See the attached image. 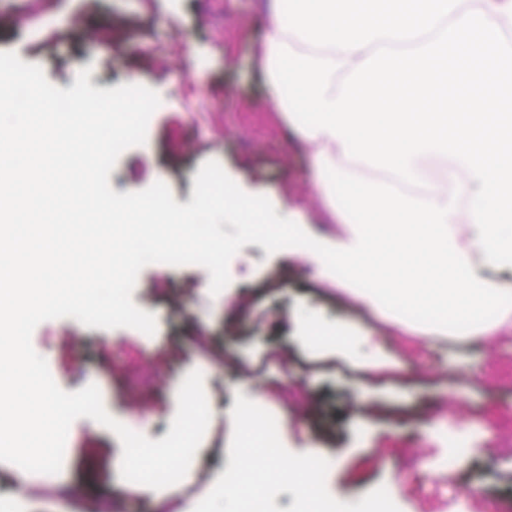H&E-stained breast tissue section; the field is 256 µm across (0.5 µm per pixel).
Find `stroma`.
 Listing matches in <instances>:
<instances>
[{"instance_id":"stroma-1","label":"stroma","mask_w":512,"mask_h":512,"mask_svg":"<svg viewBox=\"0 0 512 512\" xmlns=\"http://www.w3.org/2000/svg\"><path fill=\"white\" fill-rule=\"evenodd\" d=\"M264 0H44L37 28L17 27L25 0H0V51L39 65L67 90L83 68L93 88L155 90L144 144L110 173L114 192L164 182L177 203L193 198L203 162L217 161L276 210L301 207L322 223L310 146L270 111L256 51L269 27ZM110 28V43L84 35ZM314 253L267 254L248 244L230 283L209 292L198 265L152 263L132 300L156 332L88 328L72 318L32 334L56 384H96L106 410L158 441L177 392L204 376L211 418L186 477L131 495L117 436L83 417L68 432L59 474L0 465V500L24 512H176L183 499H229L231 512H360L389 492L399 512H512V333L471 337L415 323L349 299L314 275ZM472 446L452 456L449 436Z\"/></svg>"}]
</instances>
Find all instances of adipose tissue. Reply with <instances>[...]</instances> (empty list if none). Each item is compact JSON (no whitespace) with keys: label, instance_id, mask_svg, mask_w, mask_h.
<instances>
[{"label":"adipose tissue","instance_id":"ef3b65f1","mask_svg":"<svg viewBox=\"0 0 512 512\" xmlns=\"http://www.w3.org/2000/svg\"><path fill=\"white\" fill-rule=\"evenodd\" d=\"M318 174L314 186L336 223L342 224L336 259L350 269L369 270L373 279L394 275L406 283L403 298L431 305L452 320L478 315L512 296V286L488 285L479 277L485 257L476 238H463L457 204L469 201L479 188L458 161L448 163L453 195L430 188L419 195L373 186L357 188L346 206L336 202V182L329 176L335 163L345 160L340 140L326 132L312 137ZM373 224H410L411 237L381 238L369 233Z\"/></svg>","mask_w":512,"mask_h":512}]
</instances>
